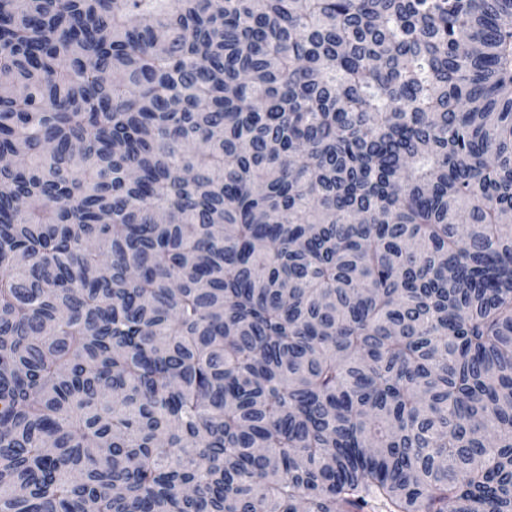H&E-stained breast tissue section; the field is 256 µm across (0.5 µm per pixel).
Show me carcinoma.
Instances as JSON below:
<instances>
[{
    "label": "carcinoma",
    "instance_id": "1",
    "mask_svg": "<svg viewBox=\"0 0 512 512\" xmlns=\"http://www.w3.org/2000/svg\"><path fill=\"white\" fill-rule=\"evenodd\" d=\"M0 512H512V0H0Z\"/></svg>",
    "mask_w": 512,
    "mask_h": 512
}]
</instances>
